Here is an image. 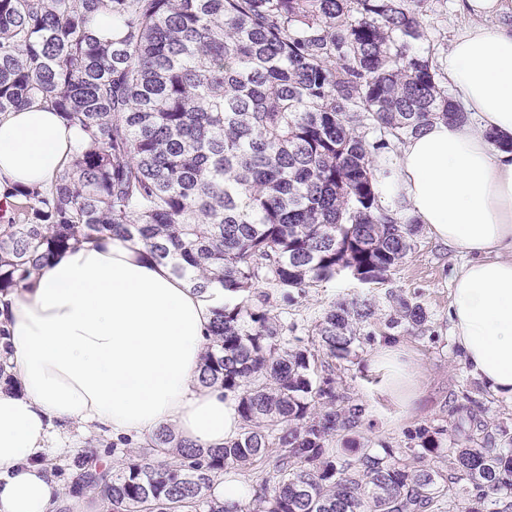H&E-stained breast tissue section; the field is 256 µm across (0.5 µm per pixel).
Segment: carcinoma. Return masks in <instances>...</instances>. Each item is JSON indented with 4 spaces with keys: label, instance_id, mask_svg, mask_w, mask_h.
Segmentation results:
<instances>
[{
    "label": "carcinoma",
    "instance_id": "cac0c4a2",
    "mask_svg": "<svg viewBox=\"0 0 512 512\" xmlns=\"http://www.w3.org/2000/svg\"><path fill=\"white\" fill-rule=\"evenodd\" d=\"M426 2L0 0V115L38 101L82 136L49 186L10 192L0 295L109 236L224 293L198 382L237 398L238 436L203 448L163 425L156 458L77 460L72 494L111 512H442L463 484L458 512H512V448L470 445L468 407L452 448L426 426L405 448L354 438L366 407L338 394L333 363L426 331L416 295L387 292L385 318L365 295L335 303L316 343L286 318L295 294L338 276L383 284L414 249L418 222L381 206L375 159L432 120L466 119L423 49ZM99 11L119 22L110 40L90 31ZM248 471L249 501L212 496L217 477Z\"/></svg>",
    "mask_w": 512,
    "mask_h": 512
}]
</instances>
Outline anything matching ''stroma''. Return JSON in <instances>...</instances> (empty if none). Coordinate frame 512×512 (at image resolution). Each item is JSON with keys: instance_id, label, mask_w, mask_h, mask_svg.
I'll use <instances>...</instances> for the list:
<instances>
[{"instance_id": "stroma-1", "label": "stroma", "mask_w": 512, "mask_h": 512, "mask_svg": "<svg viewBox=\"0 0 512 512\" xmlns=\"http://www.w3.org/2000/svg\"><path fill=\"white\" fill-rule=\"evenodd\" d=\"M474 22V17L459 9L457 0H428L422 16L431 37L430 46L437 52L449 46L461 29ZM465 261L464 255L450 251L422 230L414 249L393 274L389 285L375 287L373 294L379 301L390 288L418 293L431 313V330L398 339L399 344L413 353L419 366L418 397L410 410H403L385 396L381 374L369 366L370 358L381 348L380 343L357 347L353 361L337 368L340 389L367 408V420L359 435L370 446L405 445L409 431L427 426L442 430L444 447H452L459 420L452 408L469 398L481 423L476 439L489 434L494 436L496 447H505L499 430L504 426L512 429V401L491 393L467 370L452 337L448 318L450 288ZM356 289L353 281L339 277L299 297L297 304L288 309L289 321L298 325V336L308 337L323 311ZM62 445V451L46 454L43 460L54 466V476L67 495L79 475L74 465L78 456L95 457L101 464L114 468L123 462L121 452L112 447L111 436L79 423L70 426ZM66 505L68 512H104L101 500L90 495L77 498L68 495Z\"/></svg>"}]
</instances>
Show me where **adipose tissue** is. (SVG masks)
I'll return each instance as SVG.
<instances>
[{
	"label": "adipose tissue",
	"instance_id": "obj_1",
	"mask_svg": "<svg viewBox=\"0 0 512 512\" xmlns=\"http://www.w3.org/2000/svg\"><path fill=\"white\" fill-rule=\"evenodd\" d=\"M462 8L478 22L439 65L467 118L434 121L380 156L377 190L383 208L466 255L450 292L453 338L468 370L512 400V23H483L512 0ZM77 137L38 102L0 116V201L17 185H49ZM217 304L118 237L60 254L13 294L0 321L21 390H0V512H57L61 489L39 456L72 423L134 440L171 425L205 448L236 437L235 397L197 380ZM370 367L392 401L413 407L414 360L387 348Z\"/></svg>",
	"mask_w": 512,
	"mask_h": 512
}]
</instances>
